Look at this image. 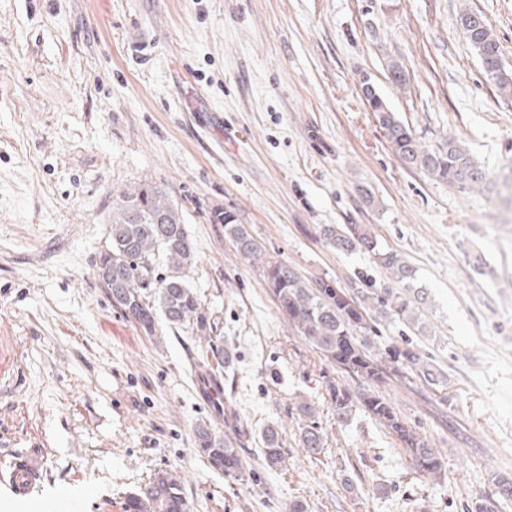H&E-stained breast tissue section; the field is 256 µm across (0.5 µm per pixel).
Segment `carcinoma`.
<instances>
[{"mask_svg": "<svg viewBox=\"0 0 512 512\" xmlns=\"http://www.w3.org/2000/svg\"><path fill=\"white\" fill-rule=\"evenodd\" d=\"M475 16L470 10L460 15L461 32L477 50L483 70L500 96L512 98V72L501 64L499 41L487 24L479 30L469 27ZM367 105L377 113L394 154L407 166L462 191H480L492 180V172L479 165L456 138H448L442 146L427 145L397 117L381 94L367 99ZM212 221L224 225V236L241 257L263 262L266 288L288 324L343 377L354 382L352 386L337 380L326 384L325 402L334 409L336 419L348 421L357 411L365 412L398 441L413 472L441 479L446 469L442 455L382 394L392 383L416 380L437 392L448 389L447 377L413 340L429 335L423 318L428 293L415 286V267L400 253L382 248L364 224H322L318 234L327 246L342 253H363L386 273V278L379 280L360 269L345 288L325 277L310 279L266 256L248 225L234 212L216 211ZM160 259L167 263L168 274L157 279L154 269ZM194 262L195 248L181 211L161 186L144 182L112 200L110 244L100 256L98 273L112 305L145 334H155L161 318L171 328H190L204 336L217 331L199 295L187 283L186 271ZM146 288L153 289L149 298L143 293ZM388 320L406 328L402 345H387L382 340V322ZM296 410L305 418L301 447L310 454L321 453L324 441L316 422L317 403L302 400ZM194 436L198 451L213 469L231 478L243 473L232 441L220 438L205 424L195 429ZM262 439L267 466H282L285 456L277 428L267 427ZM125 512H188L180 476L157 473L126 500Z\"/></svg>", "mask_w": 512, "mask_h": 512, "instance_id": "1", "label": "carcinoma"}]
</instances>
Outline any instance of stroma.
I'll return each mask as SVG.
<instances>
[{"mask_svg":"<svg viewBox=\"0 0 512 512\" xmlns=\"http://www.w3.org/2000/svg\"><path fill=\"white\" fill-rule=\"evenodd\" d=\"M465 8L512 68V0H0V461L43 453L39 489L0 488V512H124L160 471L180 475L190 512H466L512 476V194L405 166L360 93L368 77L424 142L453 136L485 168L511 165L512 100L463 38ZM146 181L181 209L188 280L234 355L222 378L244 430L238 479L194 445L202 423L229 435L198 397L207 339L146 335L98 275L113 198ZM217 210L310 278L345 286L370 264L328 248L322 224L370 225L415 266L436 336L423 348L453 401L418 382L385 394L440 449L442 481L413 473L364 413L337 420L323 402L335 367L279 313ZM302 396L320 403L317 455L299 444ZM264 443L263 456L267 466L271 468L281 467L285 462V456L282 451V442L277 428L268 426L262 433Z\"/></svg>","mask_w":512,"mask_h":512,"instance_id":"obj_1","label":"stroma"}]
</instances>
